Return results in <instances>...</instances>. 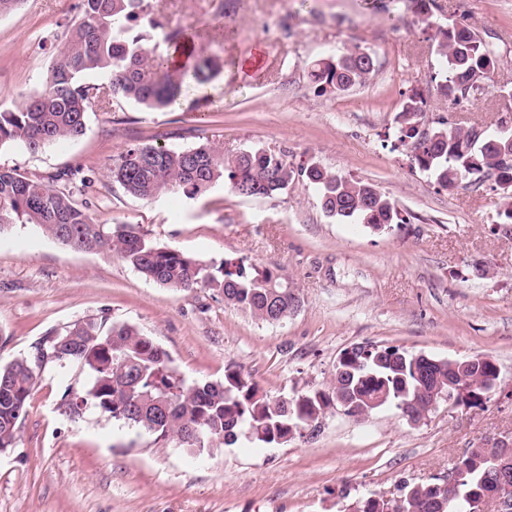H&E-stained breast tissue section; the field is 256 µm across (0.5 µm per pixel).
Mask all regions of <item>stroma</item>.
<instances>
[{
	"label": "stroma",
	"mask_w": 512,
	"mask_h": 512,
	"mask_svg": "<svg viewBox=\"0 0 512 512\" xmlns=\"http://www.w3.org/2000/svg\"><path fill=\"white\" fill-rule=\"evenodd\" d=\"M436 23L461 21L500 54L469 107H451L431 77L434 31L411 0H152L169 29L205 30L222 62L209 102L182 98L162 112L92 105L76 139L38 152L0 149V167L60 188L75 186L99 224L127 225L156 243L218 264L276 269L300 307L267 325L227 305L221 289L181 291L146 280L119 256L82 251L33 224L0 233V363L29 356L43 336L77 320L137 326L191 381H220L234 366L268 393L324 388L356 343L457 359L492 357L500 387L477 407L440 402L418 425L385 407L363 421L329 412L315 432L263 448L248 441L193 457L175 444L89 409L62 412L87 376L46 366L14 448L0 453V512H350L359 499L397 496L403 483L446 477L470 448L512 434V224L489 186L443 188L411 165L395 137L408 94L426 122L495 127L512 116V0H437ZM81 17V0H21L0 15V110L41 89ZM358 47L372 53L365 85L318 91L311 62ZM264 67L241 72L240 61ZM223 144L226 154L276 148L374 185L412 214L375 231L343 224L298 177L270 199L224 186L190 199L128 195L113 164L138 144Z\"/></svg>",
	"instance_id": "stroma-1"
}]
</instances>
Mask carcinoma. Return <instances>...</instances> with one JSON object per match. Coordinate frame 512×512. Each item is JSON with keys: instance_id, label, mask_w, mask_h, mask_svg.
<instances>
[{"instance_id": "obj_1", "label": "carcinoma", "mask_w": 512, "mask_h": 512, "mask_svg": "<svg viewBox=\"0 0 512 512\" xmlns=\"http://www.w3.org/2000/svg\"><path fill=\"white\" fill-rule=\"evenodd\" d=\"M140 25L164 30L163 43L181 53V63L146 47L145 35L134 32ZM435 41L444 74L437 91L459 106L491 78L498 55L462 23L436 26ZM375 67V57L357 47L312 62L308 74L319 91L343 93L364 85ZM97 71L108 73V84L81 82ZM219 72L189 34L165 30L149 0H82L81 18L56 54L42 89L22 97L16 109L0 112V149L22 146L37 152L83 135L91 102L100 98L106 106L117 100L152 112L166 110L184 93L204 89ZM423 105L420 95L411 94L398 115L397 140L407 148L411 164L445 188L463 181L479 188L495 177L493 190L504 200L502 223L512 224V127L493 135L482 126L440 121L430 137L419 141ZM297 175L316 190L323 210L341 221L377 231L410 223L373 185L318 163L297 166L288 154L270 147L227 156L213 142L192 147L145 144L127 149L112 167V180L142 199L168 192L195 199L219 181L239 197L272 198ZM14 224H35L79 250L113 252L169 288H220L225 303L263 323L281 324L301 304L298 290L272 270L248 273L228 262L215 269L132 228L94 223L69 188L0 169V233ZM471 360L462 368L458 359L429 362L405 349L357 344L346 362L336 360L327 389L286 398L260 391L231 367L221 382L189 384L169 353L136 326L114 323L103 336L97 323L76 321L43 337L31 355L0 365V448L14 446L40 371L48 364H79L90 374L85 389L65 402L66 415L79 417L93 407L123 426L196 454L242 438L261 447L285 443L297 425L316 423L344 403L357 404L356 418L392 406L417 421L443 398L477 407L495 391L499 371L489 356ZM461 463V475L451 483L438 477L406 483L400 501L370 496L356 502L357 512H473L497 486L512 490V448H470Z\"/></svg>"}]
</instances>
